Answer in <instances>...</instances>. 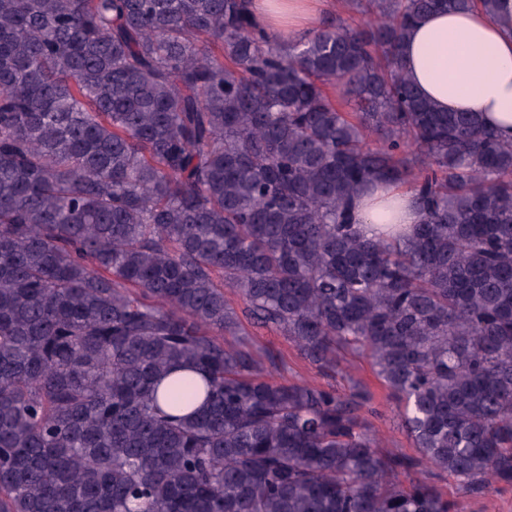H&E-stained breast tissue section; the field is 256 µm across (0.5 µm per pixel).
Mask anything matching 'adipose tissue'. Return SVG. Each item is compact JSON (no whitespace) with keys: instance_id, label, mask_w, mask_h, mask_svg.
Listing matches in <instances>:
<instances>
[{"instance_id":"1","label":"adipose tissue","mask_w":512,"mask_h":512,"mask_svg":"<svg viewBox=\"0 0 512 512\" xmlns=\"http://www.w3.org/2000/svg\"><path fill=\"white\" fill-rule=\"evenodd\" d=\"M330 0H252L254 21L282 37L316 25ZM399 58L411 83L445 112H476L512 136V0L495 14L473 9L425 15L408 31ZM361 229L374 236L381 224L403 225L411 237L420 213L404 187L381 184L358 203Z\"/></svg>"}]
</instances>
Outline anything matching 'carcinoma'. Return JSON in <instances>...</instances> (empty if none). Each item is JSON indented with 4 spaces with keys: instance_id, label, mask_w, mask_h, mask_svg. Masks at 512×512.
<instances>
[{
    "instance_id": "carcinoma-1",
    "label": "carcinoma",
    "mask_w": 512,
    "mask_h": 512,
    "mask_svg": "<svg viewBox=\"0 0 512 512\" xmlns=\"http://www.w3.org/2000/svg\"><path fill=\"white\" fill-rule=\"evenodd\" d=\"M345 0L288 41L248 0H0V512H463L512 486V142L396 50L422 14ZM408 185L406 241L355 200ZM243 303L236 310L224 289ZM370 391L274 379L242 320ZM197 381L159 382L178 367ZM203 408L177 410L199 394ZM247 337L264 358L273 359L277 364L284 366L283 375L288 380H302L313 385H332L340 391H348L352 382L366 385L374 394V406L379 412L378 416L370 417L376 430H380L391 437L389 448H397L406 454H414V449L405 433L399 427L398 419L394 413V405L387 398L386 390L381 386L375 376L370 361L366 358L348 356L343 371L338 374H324L303 359L297 348L288 341L281 332L251 325L243 321ZM427 481L437 485L448 498L458 499L463 504V512H512V487L491 489L480 498H462L455 483L450 479L440 480L431 473L426 474Z\"/></svg>"
}]
</instances>
